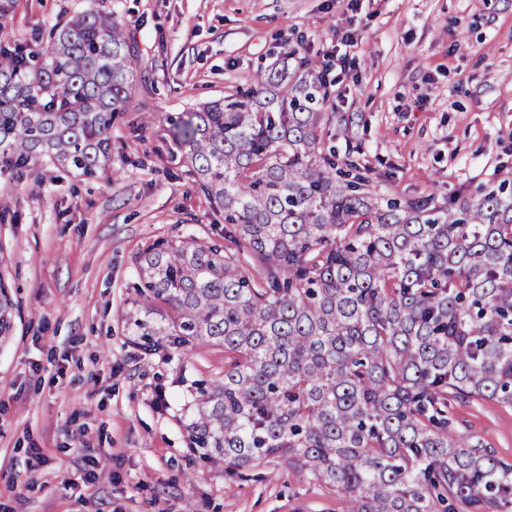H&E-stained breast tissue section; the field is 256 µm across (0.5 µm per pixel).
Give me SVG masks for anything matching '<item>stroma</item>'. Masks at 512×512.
<instances>
[{
	"instance_id": "35a3bbf8",
	"label": "stroma",
	"mask_w": 512,
	"mask_h": 512,
	"mask_svg": "<svg viewBox=\"0 0 512 512\" xmlns=\"http://www.w3.org/2000/svg\"><path fill=\"white\" fill-rule=\"evenodd\" d=\"M123 18L140 81L108 137L110 170L0 169V512H346L340 494L269 458L230 472L187 447L194 383L224 350L168 358L129 334L135 258L160 240L223 244L172 121L253 86L286 50L336 81L322 149L352 154L384 197L441 205L512 176V0H22L37 45L62 11ZM464 435L512 463V407L452 403Z\"/></svg>"
}]
</instances>
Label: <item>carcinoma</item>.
<instances>
[{"instance_id":"1","label":"carcinoma","mask_w":512,"mask_h":512,"mask_svg":"<svg viewBox=\"0 0 512 512\" xmlns=\"http://www.w3.org/2000/svg\"><path fill=\"white\" fill-rule=\"evenodd\" d=\"M20 2L0 0V163L95 177L138 47L91 9L30 55L6 28ZM328 100L323 70L286 57L174 123L237 235L136 256L129 335L149 354L224 347L186 423L207 463L284 459L347 512H504L512 465L457 432L448 404L512 406V182L456 205L379 197L358 160L319 152ZM10 309L0 281L1 336Z\"/></svg>"}]
</instances>
